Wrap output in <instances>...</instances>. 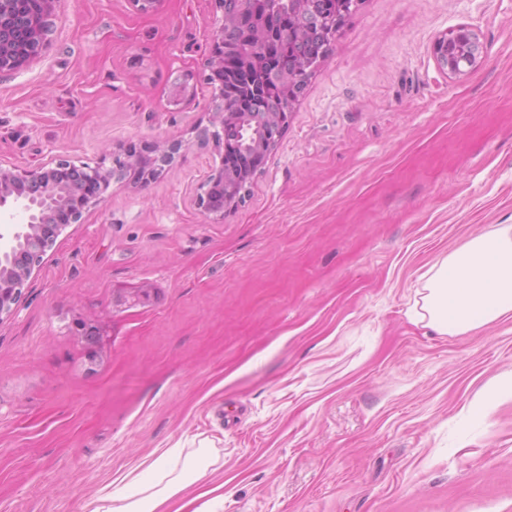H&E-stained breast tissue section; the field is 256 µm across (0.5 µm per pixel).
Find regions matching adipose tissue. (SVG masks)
<instances>
[{
    "mask_svg": "<svg viewBox=\"0 0 512 512\" xmlns=\"http://www.w3.org/2000/svg\"><path fill=\"white\" fill-rule=\"evenodd\" d=\"M419 289L417 321L441 334L480 329L512 318V225L470 239L438 260ZM216 459H200L168 448L142 471L116 477L107 491L88 500L83 512H196L180 493L214 473Z\"/></svg>",
    "mask_w": 512,
    "mask_h": 512,
    "instance_id": "1",
    "label": "adipose tissue"
}]
</instances>
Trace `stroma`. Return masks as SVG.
<instances>
[{
    "mask_svg": "<svg viewBox=\"0 0 512 512\" xmlns=\"http://www.w3.org/2000/svg\"><path fill=\"white\" fill-rule=\"evenodd\" d=\"M217 0H61L42 59L0 77V164L112 181L0 318V512H82L163 448H206L223 512H512V319L441 335L423 275L512 224V0H360L245 197L204 215ZM485 47L449 77L433 45ZM192 98L172 103L183 79ZM512 394V375L503 379L499 384L487 392L476 405V412L487 415L494 410L500 397L505 394Z\"/></svg>",
    "mask_w": 512,
    "mask_h": 512,
    "instance_id": "35a3bbf8",
    "label": "stroma"
}]
</instances>
